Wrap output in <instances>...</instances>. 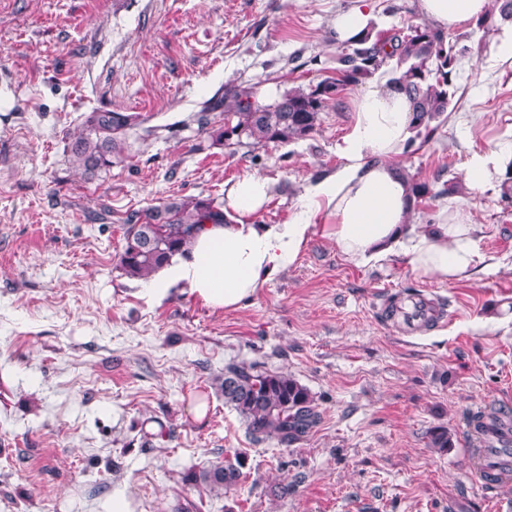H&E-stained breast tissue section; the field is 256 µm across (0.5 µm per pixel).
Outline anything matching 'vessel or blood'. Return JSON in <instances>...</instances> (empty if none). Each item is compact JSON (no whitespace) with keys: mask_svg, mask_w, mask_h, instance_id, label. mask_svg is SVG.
Here are the masks:
<instances>
[{"mask_svg":"<svg viewBox=\"0 0 512 512\" xmlns=\"http://www.w3.org/2000/svg\"><path fill=\"white\" fill-rule=\"evenodd\" d=\"M444 310L427 296L415 297L404 319L405 325L434 321L444 317ZM477 459V480L504 479L512 473V418L503 413L484 419L481 429L472 430Z\"/></svg>","mask_w":512,"mask_h":512,"instance_id":"1","label":"vessel or blood"}]
</instances>
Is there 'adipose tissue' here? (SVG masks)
Returning <instances> with one entry per match:
<instances>
[{
  "instance_id": "1",
  "label": "adipose tissue",
  "mask_w": 512,
  "mask_h": 512,
  "mask_svg": "<svg viewBox=\"0 0 512 512\" xmlns=\"http://www.w3.org/2000/svg\"><path fill=\"white\" fill-rule=\"evenodd\" d=\"M421 14L449 32L485 16L491 0H418ZM412 112L404 91L384 77L354 101V120L335 173L313 180L296 218L259 224L256 215L274 192L266 177L246 174L224 189V221L208 224L188 253L157 270L147 288L153 302L173 291L191 295L213 311L235 310L292 265L311 236L321 234L346 260H406L419 275L443 279L469 275L480 258L470 211L449 221L440 209L434 224H412L407 179L393 159L412 136Z\"/></svg>"
}]
</instances>
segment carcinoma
Here are the masks:
<instances>
[{"label": "carcinoma", "mask_w": 512, "mask_h": 512, "mask_svg": "<svg viewBox=\"0 0 512 512\" xmlns=\"http://www.w3.org/2000/svg\"><path fill=\"white\" fill-rule=\"evenodd\" d=\"M512 20V0H493L490 14L476 22L484 32L494 16ZM463 37H452L430 24L409 28L408 33L373 32L366 29L348 43V52L336 58V76L327 77L309 89L295 88L279 98L264 102L256 93L240 85H229L224 94L203 103L194 115L199 128L210 124L208 114L224 113V126L210 132L222 144L243 140L252 144L289 143L304 140L319 126L320 113L337 100L348 85L372 78L389 62H394L393 81L411 102L415 139L433 131L432 122L448 112L455 96V79L460 60L468 51ZM141 124L137 113L92 111L83 114L80 133L64 147L73 168L85 176L107 173L125 159L128 132ZM413 200L428 195H452L457 182L450 179L442 190L432 192L425 182H411ZM224 223V204L210 198H171L166 202L130 214L126 220L125 246L119 257L120 269L128 276L146 279L170 259L188 250L206 224ZM217 390L224 404L244 420L253 441L286 445L313 429L318 421L315 400L309 389L285 373H271L258 365L229 364ZM429 446L444 450L453 447L448 430L442 426L429 433ZM244 458L219 461L184 475L189 484H204L211 490L229 491L243 477Z\"/></svg>", "instance_id": "obj_1"}]
</instances>
